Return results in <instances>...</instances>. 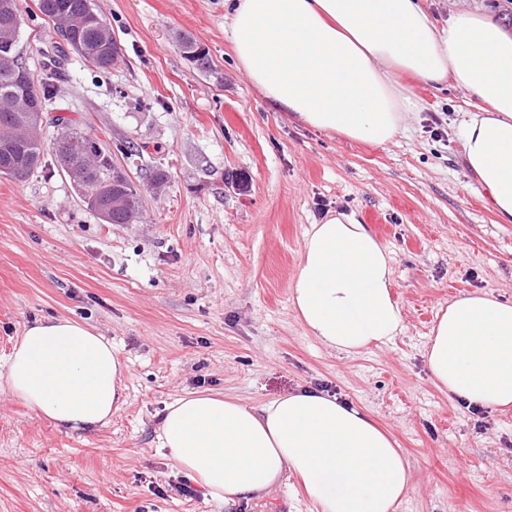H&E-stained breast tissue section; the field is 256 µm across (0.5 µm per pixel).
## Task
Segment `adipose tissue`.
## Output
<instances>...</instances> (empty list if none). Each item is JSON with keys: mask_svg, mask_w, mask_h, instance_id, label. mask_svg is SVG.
Returning a JSON list of instances; mask_svg holds the SVG:
<instances>
[{"mask_svg": "<svg viewBox=\"0 0 512 512\" xmlns=\"http://www.w3.org/2000/svg\"><path fill=\"white\" fill-rule=\"evenodd\" d=\"M234 56L273 105L302 123L382 144L419 101L404 74L454 80L484 112L461 125L466 164L512 223V32L459 12L436 25L418 0H236ZM386 247L343 213L312 225L293 278L303 327L327 348L357 354L393 339L402 317ZM451 398L512 407V302L482 292L449 301L425 351ZM125 368L110 341L70 319L26 326L0 373V389L57 426H103L125 402ZM158 439L215 501L261 497L296 472L319 512H394L409 463L363 410L316 391L252 407L198 393L168 405Z\"/></svg>", "mask_w": 512, "mask_h": 512, "instance_id": "1", "label": "adipose tissue"}]
</instances>
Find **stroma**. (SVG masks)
Returning a JSON list of instances; mask_svg holds the SVG:
<instances>
[{
	"label": "stroma",
	"instance_id": "obj_1",
	"mask_svg": "<svg viewBox=\"0 0 512 512\" xmlns=\"http://www.w3.org/2000/svg\"><path fill=\"white\" fill-rule=\"evenodd\" d=\"M20 0L17 50L33 75L51 22ZM121 48L100 72L70 56L50 115L100 139L136 184L140 218L107 224L52 154L25 182L0 176V371L24 327L71 318L112 343L126 402L109 424L56 427L0 392V512H318L290 472L234 506L161 448L165 407L199 392L248 406L316 390L388 431L411 468L396 512H512V410L473 408L438 390L424 352L449 299L512 301V224L498 223L463 159L459 128L481 102L455 83H412L423 103L384 144L306 126L271 104L238 65L233 0H93ZM512 30V0H422ZM209 53L202 72L178 36ZM141 145L137 156L116 143ZM166 171L161 191L145 189ZM331 212L385 245L403 319L392 341L347 355L310 336L291 282L312 225Z\"/></svg>",
	"mask_w": 512,
	"mask_h": 512
}]
</instances>
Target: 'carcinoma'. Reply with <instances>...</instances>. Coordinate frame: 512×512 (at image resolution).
I'll return each mask as SVG.
<instances>
[{
  "mask_svg": "<svg viewBox=\"0 0 512 512\" xmlns=\"http://www.w3.org/2000/svg\"><path fill=\"white\" fill-rule=\"evenodd\" d=\"M38 10L56 29L60 40L40 50L42 80L24 78L27 67L18 54L0 57V175L16 182L27 180L40 166L45 152L54 154L64 173L73 157L92 161L86 182L93 190L86 200L94 212L108 210V223L131 224L140 210L141 190L122 177L112 175V156L94 137L72 127L71 120L52 119L57 134L43 137V127L31 123L34 112L50 105L56 83L65 75L69 55L76 54L99 70H109L120 47L112 35L109 19L93 0H38ZM21 28L19 0H0V44L17 47ZM183 57L199 70L210 68L208 51L189 37L179 40Z\"/></svg>",
  "mask_w": 512,
  "mask_h": 512,
  "instance_id": "obj_1",
  "label": "carcinoma"
}]
</instances>
